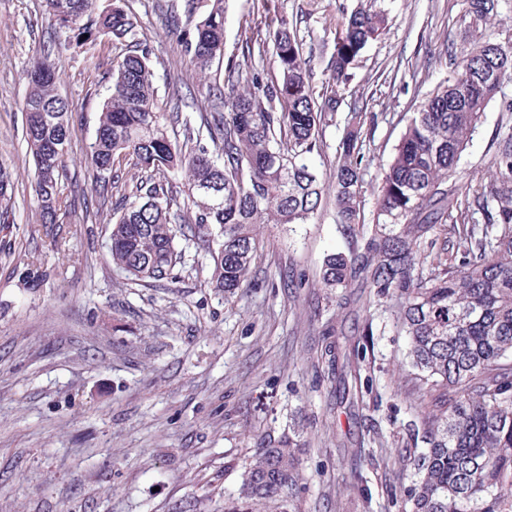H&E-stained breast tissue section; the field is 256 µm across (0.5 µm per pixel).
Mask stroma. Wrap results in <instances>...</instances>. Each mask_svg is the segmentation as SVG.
I'll return each mask as SVG.
<instances>
[{
  "label": "stroma",
  "instance_id": "1",
  "mask_svg": "<svg viewBox=\"0 0 512 512\" xmlns=\"http://www.w3.org/2000/svg\"><path fill=\"white\" fill-rule=\"evenodd\" d=\"M153 48L158 102L178 112L182 139L209 110L212 79L190 66L180 38L210 0H122ZM359 0H224V54L299 16L302 49L325 87L336 24ZM388 25L356 60L345 101L375 116L365 153L371 191L425 96L449 76L464 0H375ZM123 47H79L55 29L43 0H0V164L15 194L0 226V512H224L246 463L290 440L301 479L290 512H405L411 462L398 461L421 391L394 311L353 286L336 305L321 287L323 257L355 249L330 202L306 224H259L261 248L242 288L208 282L205 237L184 224L171 279L140 285L109 253L110 203L85 157ZM51 52L72 112L63 223L44 227L23 137L30 64ZM508 117L491 101L458 162L455 198L489 175ZM61 250H53L51 239ZM292 287H284V280ZM357 351V393L340 398L325 346Z\"/></svg>",
  "mask_w": 512,
  "mask_h": 512
}]
</instances>
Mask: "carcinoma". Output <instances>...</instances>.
Listing matches in <instances>:
<instances>
[{
  "instance_id": "carcinoma-1",
  "label": "carcinoma",
  "mask_w": 512,
  "mask_h": 512,
  "mask_svg": "<svg viewBox=\"0 0 512 512\" xmlns=\"http://www.w3.org/2000/svg\"><path fill=\"white\" fill-rule=\"evenodd\" d=\"M59 30L79 45L107 37L131 49L112 61L105 97L86 158L101 175L100 189L115 198L109 240L112 264L129 279L156 283L178 263L181 202L211 242L210 281L231 295L247 281L259 242L254 225L307 224L324 195L333 198L336 223L362 248L325 255L321 283L343 290L356 282L374 289L378 305L397 301L408 357L423 386L428 414L412 423L409 512H512V127L494 142L489 179L472 197L451 198L448 180L488 104L502 92L484 74L512 82V39L487 32L501 0H466L459 17L462 47L448 46L453 77L438 85L410 118L393 157L374 187L365 222L364 146L372 138L365 112L349 107L336 148L333 180L321 182L311 164L323 127L343 102L339 90L357 57L387 28L382 10L360 6L341 17L330 60V90L318 93L302 52L298 19L280 18L263 40L245 42L242 62L259 56L277 70L273 80L245 72L242 92L214 88L205 133L171 140L160 111L153 50L136 40L137 16L118 3L45 0ZM190 64L203 74L224 58L223 0L192 26L185 39ZM60 64L46 53L33 62L25 107H43L41 122L25 115L23 132L34 165L32 185L41 223L61 224L68 153V104L58 93ZM182 185L183 199L174 193ZM14 191L0 166V203ZM478 214L479 220H469ZM437 250L427 263L425 252ZM293 449L266 448L250 462L227 512H288L297 484Z\"/></svg>"
}]
</instances>
